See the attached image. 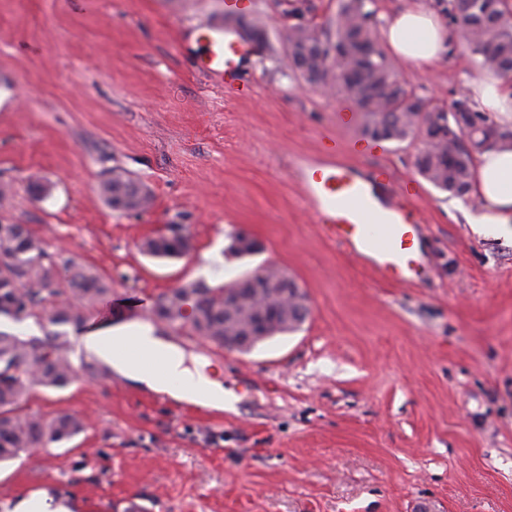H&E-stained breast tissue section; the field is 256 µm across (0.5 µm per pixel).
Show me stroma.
Segmentation results:
<instances>
[{
	"instance_id": "35a3bbf8",
	"label": "stroma",
	"mask_w": 512,
	"mask_h": 512,
	"mask_svg": "<svg viewBox=\"0 0 512 512\" xmlns=\"http://www.w3.org/2000/svg\"><path fill=\"white\" fill-rule=\"evenodd\" d=\"M236 29L256 27L234 84L201 70L203 35L224 0H0V223L27 225L48 250L112 280L84 327L150 324L169 289L221 288L285 270L310 314L296 330L238 352L179 342L209 363L235 403L205 408L89 376L69 332L74 381L34 389L26 409L68 412L70 442L0 465V512L45 492L71 512H512V240L475 233L473 195L424 184V271L410 287L378 281L315 224L289 169L323 137L362 136L345 95L307 83L284 35L303 16L325 26L337 0H248ZM416 95L450 107L480 72L451 42L431 71L397 65ZM421 144L351 155L418 179ZM115 172L152 196L134 217L98 191ZM182 225L179 259L141 243ZM244 234L262 248L231 249Z\"/></svg>"
}]
</instances>
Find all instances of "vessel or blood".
I'll list each match as a JSON object with an SVG mask.
<instances>
[{"mask_svg":"<svg viewBox=\"0 0 512 512\" xmlns=\"http://www.w3.org/2000/svg\"><path fill=\"white\" fill-rule=\"evenodd\" d=\"M207 42L201 67L216 77L234 75L250 49L236 28L221 23L209 28ZM359 150L358 141L342 146L328 135L318 155L297 156L291 170L315 222L337 245L366 260L381 279L411 283L421 267L414 195L395 187L385 170L344 161V153Z\"/></svg>","mask_w":512,"mask_h":512,"instance_id":"1","label":"vessel or blood"}]
</instances>
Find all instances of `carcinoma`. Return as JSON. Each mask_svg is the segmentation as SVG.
I'll list each match as a JSON object with an SVG mask.
<instances>
[{
  "label": "carcinoma",
  "mask_w": 512,
  "mask_h": 512,
  "mask_svg": "<svg viewBox=\"0 0 512 512\" xmlns=\"http://www.w3.org/2000/svg\"><path fill=\"white\" fill-rule=\"evenodd\" d=\"M372 0H338L336 15L320 29L292 26L286 33L293 69L308 83H333L363 115L362 134L374 140L402 141L421 129L428 139L415 157L418 173L435 188L462 197L470 189L476 154L498 145H512V129L495 123L465 97L445 110L416 96L398 78L394 64L378 43ZM486 19L478 10L448 2V18L459 44L475 64L499 75L512 72V12L499 0ZM99 194L106 205L138 215L151 205L150 195L121 173L102 180ZM148 254L174 258L191 249L188 236L160 234L148 238ZM112 290V279L78 265L66 250L47 251L24 224H0V317L14 323L37 322L41 336L22 338L0 331V463L20 452L61 444L81 433L76 416L31 414L25 409L36 387L63 389L73 380L70 340L65 327L79 328L83 310ZM193 299L190 328L216 346L264 323L265 337L291 331L304 319L287 303L280 289L267 287L228 304L224 289L203 281L171 289L159 296L154 317L171 325L185 318L183 307Z\"/></svg>",
  "instance_id": "cac0c4a2"
}]
</instances>
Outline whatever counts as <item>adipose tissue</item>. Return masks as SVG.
I'll use <instances>...</instances> for the list:
<instances>
[{
	"label": "adipose tissue",
	"mask_w": 512,
	"mask_h": 512,
	"mask_svg": "<svg viewBox=\"0 0 512 512\" xmlns=\"http://www.w3.org/2000/svg\"><path fill=\"white\" fill-rule=\"evenodd\" d=\"M448 26L433 9L416 4L399 10L383 31L385 50L416 69H427L448 53ZM474 106L494 116L496 122L512 128V84L501 76L486 72L467 85ZM471 189L480 203V211L470 216L478 233L512 238V146L488 150L476 155ZM80 341L90 355L112 365L115 372L131 384L162 393L173 400L221 410L230 406L224 384L207 364H188L178 347L155 336L149 325L118 324L83 333ZM140 346L143 358L115 356L113 347ZM162 351L167 355L163 370L150 369L145 355Z\"/></svg>",
	"instance_id": "1"
}]
</instances>
